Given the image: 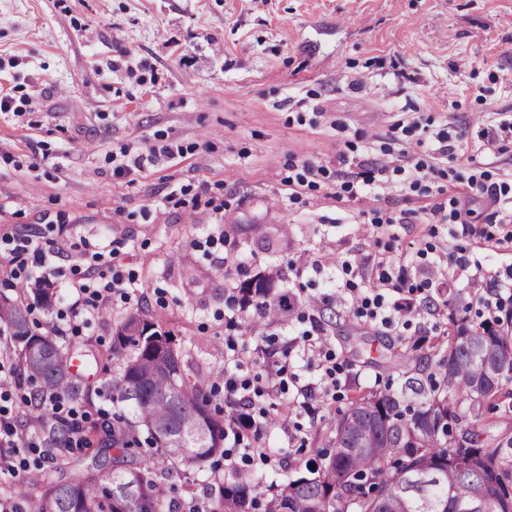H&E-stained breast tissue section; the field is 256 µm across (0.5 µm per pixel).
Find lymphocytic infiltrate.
I'll return each instance as SVG.
<instances>
[{
  "instance_id": "1",
  "label": "lymphocytic infiltrate",
  "mask_w": 512,
  "mask_h": 512,
  "mask_svg": "<svg viewBox=\"0 0 512 512\" xmlns=\"http://www.w3.org/2000/svg\"><path fill=\"white\" fill-rule=\"evenodd\" d=\"M433 171V166L422 158L406 168L373 164L367 166L360 176L344 181L340 189L351 198L366 191L378 194L391 188L415 191ZM477 200L490 209L492 223L512 224V182L505 178L491 180L489 172L480 169L473 171L464 189L449 195L447 202L432 208L428 221L432 224L473 223L475 211L472 204ZM30 269L34 270L38 280L47 285L53 284L64 274L61 267L53 264L52 253L46 243L37 238L27 239L7 249L4 256L0 257L1 278L18 280ZM350 271L351 265L347 262L342 263L338 269L344 278L341 292L350 297L358 316L369 321L380 318L385 324L399 329L411 327L414 305L402 296L404 284L411 275L408 266L382 265L377 277L378 285L374 288H361L352 283L348 278ZM133 285L132 277L118 269L109 274L100 273L98 281L92 284L75 282L74 288L78 295L77 317L85 324L98 320L109 308L113 297L127 299V290ZM283 374V368L269 367L263 384L257 385L251 378L238 377L232 371H225V391L249 408L248 413L242 417L247 429L257 432L262 430L268 414L263 400L284 388ZM14 375L13 367L0 362V451L17 447L21 442L30 449L40 445L36 439L21 441L11 421L15 391L19 387Z\"/></svg>"
}]
</instances>
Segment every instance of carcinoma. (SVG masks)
Wrapping results in <instances>:
<instances>
[{
  "label": "carcinoma",
  "instance_id": "cac0c4a2",
  "mask_svg": "<svg viewBox=\"0 0 512 512\" xmlns=\"http://www.w3.org/2000/svg\"><path fill=\"white\" fill-rule=\"evenodd\" d=\"M238 292L264 302L262 318L272 322L287 320L295 307L294 297L275 291L262 274L242 281ZM0 308L28 379L45 389L69 388L70 352L33 331L22 303L5 298ZM116 337L117 372L104 388L122 408L68 477L55 479L53 471L70 431L37 405L47 448L26 474L25 486L39 492L35 512H177L162 495V464L189 471L224 454L228 431H238L233 415L211 412L206 373L156 322L131 314ZM437 365L441 382L423 393L418 408H402L388 391L356 395L329 424L324 462L260 493L255 479L224 481L207 512L260 505L263 512H512V436L498 437L489 450L481 432L463 424L482 420L498 403L512 411V334L462 320ZM140 433L155 454L138 463Z\"/></svg>",
  "mask_w": 512,
  "mask_h": 512
}]
</instances>
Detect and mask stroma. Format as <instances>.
<instances>
[{
    "instance_id": "35a3bbf8",
    "label": "stroma",
    "mask_w": 512,
    "mask_h": 512,
    "mask_svg": "<svg viewBox=\"0 0 512 512\" xmlns=\"http://www.w3.org/2000/svg\"><path fill=\"white\" fill-rule=\"evenodd\" d=\"M0 89L13 98L0 112V234L49 239L55 264L88 281L98 269L85 243L109 244V263L137 277L131 300L76 330L68 279L51 310L22 299L36 332L72 352L68 395L91 423L113 409L103 384L116 327L140 311L211 375L228 343L245 349L250 375L289 361L298 379L273 400L289 425L258 438L281 455L255 466L281 483L293 461L317 460L353 393L388 388L418 403L449 315L482 321L472 301L492 281L455 275L446 300L424 286L431 262L461 252L512 274L507 228L487 209L469 232L426 223L447 198L442 180L426 193H338L354 162L430 158L440 132L512 174V140L480 150L482 131L512 116V0H0ZM153 148L154 164L115 174ZM306 161L325 173L290 197L288 166ZM377 211L408 221L368 225ZM221 232L243 261L229 275L222 246H188ZM385 259L413 269L418 311L406 331L357 317L338 290L337 264L350 262L360 284ZM271 269L277 290L319 298L321 309L316 321L298 311L244 339L224 326L230 287ZM317 326L342 365L332 397L310 350ZM223 477L216 457L163 483L188 512Z\"/></svg>"
}]
</instances>
